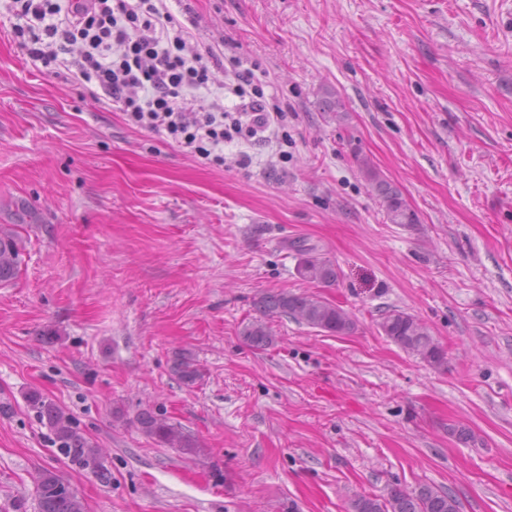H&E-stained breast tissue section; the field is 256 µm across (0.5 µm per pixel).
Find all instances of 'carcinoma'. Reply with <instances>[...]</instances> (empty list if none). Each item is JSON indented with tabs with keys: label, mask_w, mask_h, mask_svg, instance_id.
<instances>
[{
	"label": "carcinoma",
	"mask_w": 512,
	"mask_h": 512,
	"mask_svg": "<svg viewBox=\"0 0 512 512\" xmlns=\"http://www.w3.org/2000/svg\"><path fill=\"white\" fill-rule=\"evenodd\" d=\"M355 159L363 176L383 200L389 221L393 224L417 223L415 212L399 189L386 180L369 159L358 153ZM22 255L23 241L14 225L0 224L1 285L18 276ZM299 273L304 279L325 287L335 285L339 278L338 270L331 261L311 255L302 259ZM259 310L264 316H284L334 335H345L354 330V322L346 311L312 294H266L260 298ZM378 326L387 338L430 366L447 367L445 349L414 315L390 309L382 314ZM241 335L244 341L257 349L273 343V336L262 320L256 319L245 325ZM174 373L186 385H194L202 378L197 365L187 357L175 362ZM27 401L46 420L60 442V448L71 461L81 466L102 456L99 449L88 444L72 418L57 405L38 392L28 394ZM137 423L145 435L169 448L190 456H198L202 452L196 440L182 427L150 411L140 413ZM65 484L66 481L55 470H44L35 489L38 512H85L82 499L74 491H65ZM350 508L351 512H458L455 499L428 485H421L411 492L393 487L383 499L359 496L352 500Z\"/></svg>",
	"instance_id": "1"
}]
</instances>
